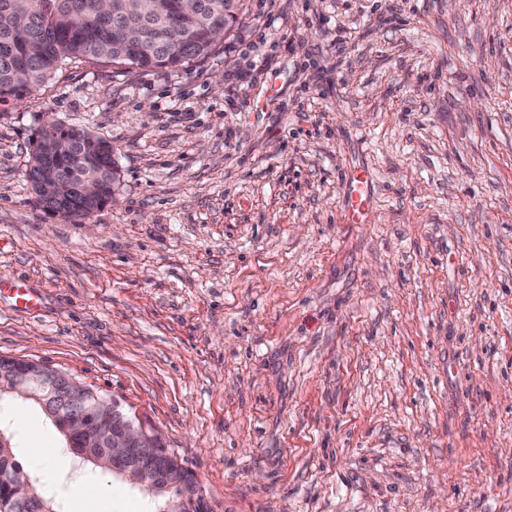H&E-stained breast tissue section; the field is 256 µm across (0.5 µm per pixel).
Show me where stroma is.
Listing matches in <instances>:
<instances>
[{
  "instance_id": "obj_1",
  "label": "stroma",
  "mask_w": 512,
  "mask_h": 512,
  "mask_svg": "<svg viewBox=\"0 0 512 512\" xmlns=\"http://www.w3.org/2000/svg\"><path fill=\"white\" fill-rule=\"evenodd\" d=\"M243 7L201 62L0 104V278L39 295L0 356L149 422L212 512H512V0ZM47 120L115 150L88 224L30 189ZM0 431L60 512H156L29 403ZM371 176L365 170L350 171L346 178L345 221L349 224H368L371 221L369 184Z\"/></svg>"
}]
</instances>
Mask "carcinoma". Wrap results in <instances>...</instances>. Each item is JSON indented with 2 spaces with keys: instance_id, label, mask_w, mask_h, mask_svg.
I'll use <instances>...</instances> for the list:
<instances>
[{
  "instance_id": "cac0c4a2",
  "label": "carcinoma",
  "mask_w": 512,
  "mask_h": 512,
  "mask_svg": "<svg viewBox=\"0 0 512 512\" xmlns=\"http://www.w3.org/2000/svg\"><path fill=\"white\" fill-rule=\"evenodd\" d=\"M208 10H196L188 0H142L141 6L154 13L156 31L140 45L126 42L120 28L110 17L100 13L97 0H0V103L18 99L52 78L62 65L82 62L128 64L141 69H180L205 59L224 30L215 25L224 23V0H206ZM178 28V41L166 44L161 31L168 25ZM67 138L72 149L59 155L51 147L57 138ZM33 164L26 171L40 201L54 211L88 214L112 199L119 170L112 160V147L102 138L93 139L81 128L66 127L56 122L45 127L35 139ZM51 169L58 187L44 193L40 180ZM95 179L100 192L87 198L77 191L82 181ZM29 403L38 407L64 438L65 445L76 452L79 435L68 437L64 432V416L80 412L86 423L112 430L119 422L132 417L117 402L105 411L99 405L84 401L68 402L62 413L54 407H44L35 399ZM21 466L15 446L8 435L0 442V472ZM145 489L158 500V512H190L185 501L202 494L199 481L183 488ZM27 497L37 499L43 512H58L53 499L37 484L27 487L0 482V500Z\"/></svg>"
}]
</instances>
